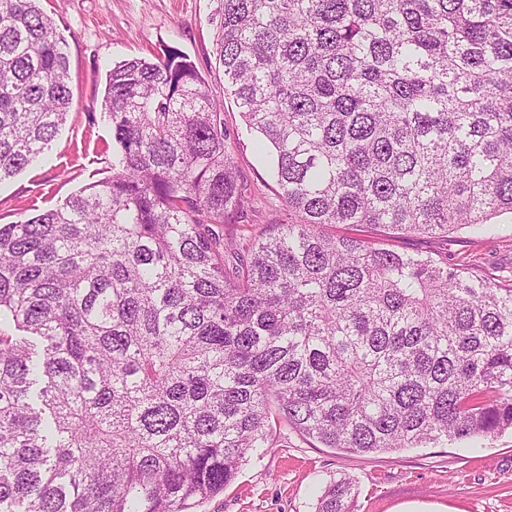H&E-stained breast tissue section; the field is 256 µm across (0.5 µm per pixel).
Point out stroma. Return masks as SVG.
<instances>
[{
  "mask_svg": "<svg viewBox=\"0 0 512 512\" xmlns=\"http://www.w3.org/2000/svg\"><path fill=\"white\" fill-rule=\"evenodd\" d=\"M67 41L72 106L50 149L13 178L0 182V224H11L61 205L90 182L112 173V128L100 98L113 64L174 48L205 78L224 104L225 144L249 198L243 218L225 225L238 243L288 207L268 159L255 152L232 98L224 90L216 36L222 0H40ZM496 236L467 229L448 234H399L378 226H325L387 248L419 251L473 275L512 286V216L500 218ZM276 448L252 454L224 490L191 512H316L325 488L353 478V512H512V431L480 444H448L370 454H346L281 427Z\"/></svg>",
  "mask_w": 512,
  "mask_h": 512,
  "instance_id": "stroma-1",
  "label": "stroma"
}]
</instances>
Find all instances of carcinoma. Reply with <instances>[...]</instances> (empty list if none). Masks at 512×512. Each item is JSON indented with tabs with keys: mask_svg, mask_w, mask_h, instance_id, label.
<instances>
[{
	"mask_svg": "<svg viewBox=\"0 0 512 512\" xmlns=\"http://www.w3.org/2000/svg\"><path fill=\"white\" fill-rule=\"evenodd\" d=\"M37 2L0 0V182L72 104ZM218 49L288 222L225 237L248 200L185 55L108 71L112 175L0 225V512H189L283 424L347 453L512 428V287L322 232L498 233L512 0H223Z\"/></svg>",
	"mask_w": 512,
	"mask_h": 512,
	"instance_id": "cac0c4a2",
	"label": "carcinoma"
}]
</instances>
